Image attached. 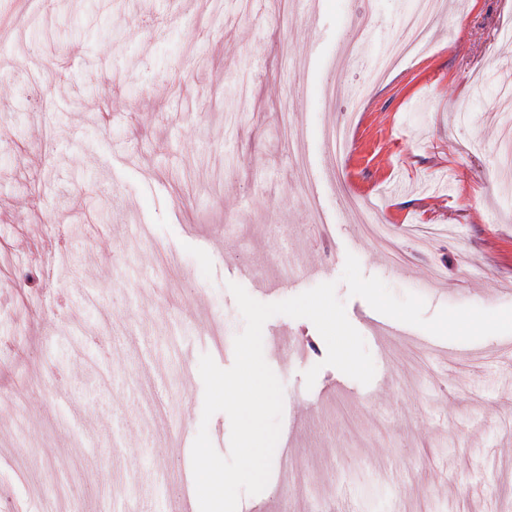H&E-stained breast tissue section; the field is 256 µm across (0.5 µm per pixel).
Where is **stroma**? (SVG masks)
Masks as SVG:
<instances>
[{"mask_svg": "<svg viewBox=\"0 0 512 512\" xmlns=\"http://www.w3.org/2000/svg\"><path fill=\"white\" fill-rule=\"evenodd\" d=\"M294 2L56 0L40 11L26 0L16 12L0 46V394L17 414L0 433V512L19 501L41 512L46 495L62 512H120L123 499L177 485L190 453L166 433L178 413L202 423L203 382L169 367L166 398L143 406V357L162 360L212 314L226 329L216 363L230 367L244 321L228 285L242 262L277 280L276 225L303 266L326 267L376 374L365 386L322 367L310 320L270 318L263 352L284 387L281 424L327 494L272 480L238 512L282 500L288 512L337 500L350 512H512V386L473 357L512 336L445 361L421 349L419 329L383 353L366 323L374 309L339 281L351 253L398 296L431 279L425 316L512 307V170L497 119L512 88V0H446L425 48L354 109L326 106V82H362L410 0H322L312 25ZM363 10L371 41L340 62ZM340 120L341 156L325 138ZM303 180L324 231L310 226ZM348 193L391 225V248L339 222ZM78 279L100 288L101 309L84 308ZM280 333L316 344L278 356Z\"/></svg>", "mask_w": 512, "mask_h": 512, "instance_id": "1", "label": "stroma"}]
</instances>
